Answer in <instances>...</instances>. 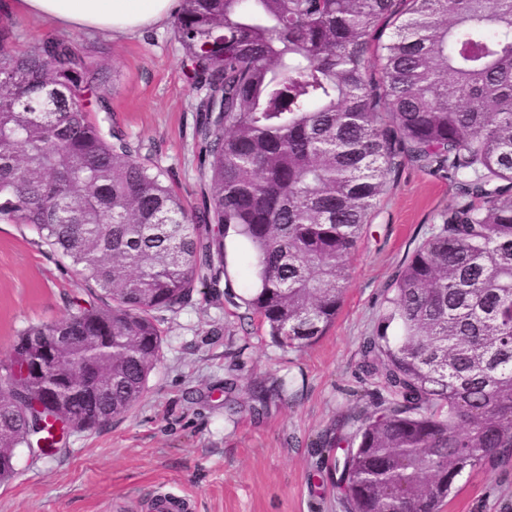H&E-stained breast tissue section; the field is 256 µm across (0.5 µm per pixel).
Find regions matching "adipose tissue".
<instances>
[{
  "label": "adipose tissue",
  "mask_w": 512,
  "mask_h": 512,
  "mask_svg": "<svg viewBox=\"0 0 512 512\" xmlns=\"http://www.w3.org/2000/svg\"><path fill=\"white\" fill-rule=\"evenodd\" d=\"M179 0H0V22L19 17L119 40L158 26Z\"/></svg>",
  "instance_id": "obj_1"
}]
</instances>
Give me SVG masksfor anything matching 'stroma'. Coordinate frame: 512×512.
<instances>
[{
    "instance_id": "obj_1",
    "label": "stroma",
    "mask_w": 512,
    "mask_h": 512,
    "mask_svg": "<svg viewBox=\"0 0 512 512\" xmlns=\"http://www.w3.org/2000/svg\"><path fill=\"white\" fill-rule=\"evenodd\" d=\"M110 57L112 122L152 148L189 203L200 199L189 78L171 23L118 41L80 31ZM456 201L447 179L403 167L373 210L350 260L344 304L315 344L272 342L245 308L196 292L160 324V358L140 400L100 426L70 433L55 452L18 451L0 484V512H151L161 493L192 512H344L322 447L339 424L384 400L360 370L361 342L377 328L384 294L414 249ZM87 298L69 261L30 227L0 221V359L19 332L64 319ZM287 391L253 414L255 386ZM444 512H512V457L457 481Z\"/></svg>"
}]
</instances>
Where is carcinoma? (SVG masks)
<instances>
[{
    "label": "carcinoma",
    "mask_w": 512,
    "mask_h": 512,
    "mask_svg": "<svg viewBox=\"0 0 512 512\" xmlns=\"http://www.w3.org/2000/svg\"><path fill=\"white\" fill-rule=\"evenodd\" d=\"M394 31L371 47L388 26ZM198 97L189 206L104 129V55L0 26V216L69 258L92 298L0 359V481L140 399L156 314L229 279L281 347L315 342L344 302L369 215L406 165L460 201L388 287L361 370L388 403L326 442L345 512H441L457 477L512 449V0H180ZM397 335L390 336V326ZM75 336L39 378L26 346Z\"/></svg>",
    "instance_id": "1"
}]
</instances>
